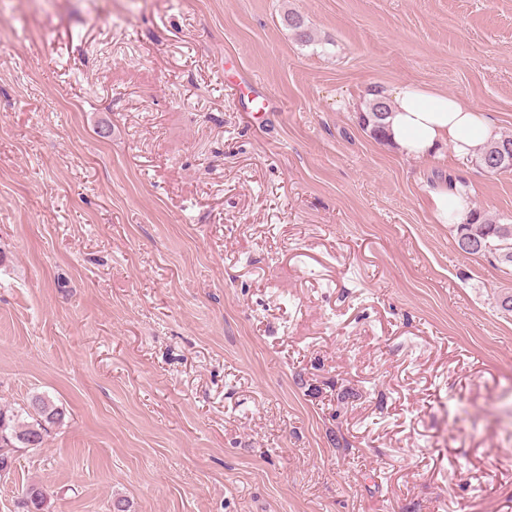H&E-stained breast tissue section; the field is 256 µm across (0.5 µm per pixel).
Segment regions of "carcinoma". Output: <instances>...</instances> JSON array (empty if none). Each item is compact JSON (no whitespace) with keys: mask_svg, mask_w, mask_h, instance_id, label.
I'll list each match as a JSON object with an SVG mask.
<instances>
[{"mask_svg":"<svg viewBox=\"0 0 512 512\" xmlns=\"http://www.w3.org/2000/svg\"><path fill=\"white\" fill-rule=\"evenodd\" d=\"M287 23L300 42L314 41L312 32L298 15L288 14ZM389 114V102L377 93L359 113L358 122L375 139L383 141ZM475 163L488 174L512 171V135H501L480 148ZM455 230L461 250L471 254L491 253L499 263L512 266V223H500L477 209H469L455 225ZM63 418L64 412L42 394L31 397L23 414L0 409V473L10 472L20 450L42 446L48 428ZM46 502V491L33 484L27 488L23 499V512H45Z\"/></svg>","mask_w":512,"mask_h":512,"instance_id":"obj_1","label":"carcinoma"}]
</instances>
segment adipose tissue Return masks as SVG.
<instances>
[{"mask_svg": "<svg viewBox=\"0 0 512 512\" xmlns=\"http://www.w3.org/2000/svg\"><path fill=\"white\" fill-rule=\"evenodd\" d=\"M388 140L408 158L437 155L451 146L456 158L470 159L496 138L485 114L470 103L429 87L406 83L389 91Z\"/></svg>", "mask_w": 512, "mask_h": 512, "instance_id": "1", "label": "adipose tissue"}]
</instances>
